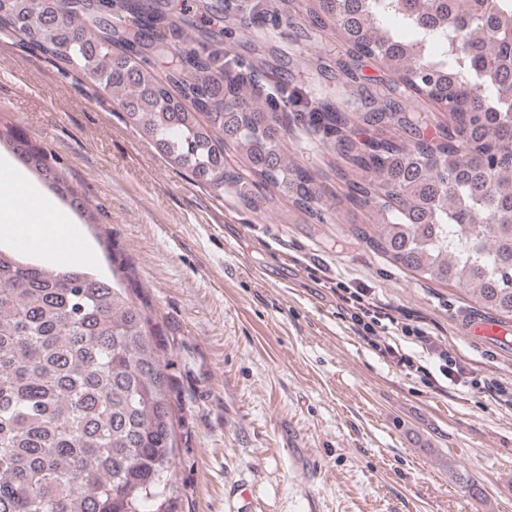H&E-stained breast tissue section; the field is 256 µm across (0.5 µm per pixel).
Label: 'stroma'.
<instances>
[{
  "label": "stroma",
  "instance_id": "35a3bbf8",
  "mask_svg": "<svg viewBox=\"0 0 512 512\" xmlns=\"http://www.w3.org/2000/svg\"><path fill=\"white\" fill-rule=\"evenodd\" d=\"M184 11V36L224 43L264 74L363 110L379 75L346 83L337 42H322L301 6L286 22L259 0H162ZM250 18L244 26L242 18ZM0 126L47 148L98 221L81 225L92 272L111 277L106 242L131 260L167 348L177 473L173 512H512V406L444 383L435 359L410 372L352 330L336 282L367 289L384 311L422 325L468 372L512 389V348L474 341L463 292L417 279L354 231L370 209L336 206L343 160L301 124L288 151L333 204L322 220L261 183L234 150L223 192L196 183L142 138L109 95L0 35ZM475 482L472 497L464 480Z\"/></svg>",
  "mask_w": 512,
  "mask_h": 512
}]
</instances>
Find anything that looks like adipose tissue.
<instances>
[{
  "instance_id": "adipose-tissue-1",
  "label": "adipose tissue",
  "mask_w": 512,
  "mask_h": 512,
  "mask_svg": "<svg viewBox=\"0 0 512 512\" xmlns=\"http://www.w3.org/2000/svg\"><path fill=\"white\" fill-rule=\"evenodd\" d=\"M74 233L69 224H21L11 197L0 198V238L22 244L26 254L51 258L56 252V239Z\"/></svg>"
}]
</instances>
